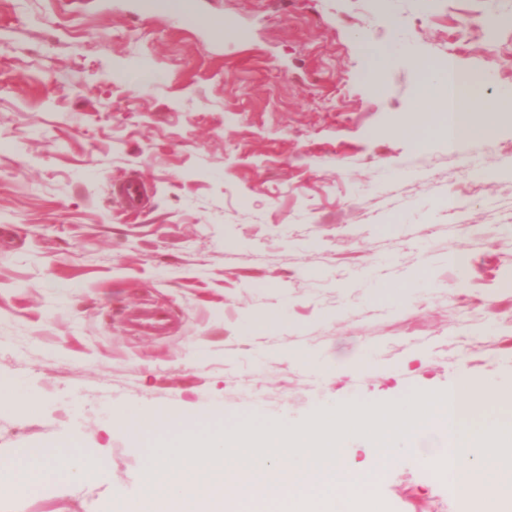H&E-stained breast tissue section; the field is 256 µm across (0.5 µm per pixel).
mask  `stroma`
<instances>
[{"label":"stroma","mask_w":512,"mask_h":512,"mask_svg":"<svg viewBox=\"0 0 512 512\" xmlns=\"http://www.w3.org/2000/svg\"><path fill=\"white\" fill-rule=\"evenodd\" d=\"M0 0V461L78 444L98 476L0 512L138 502L142 410L207 433L353 403L512 391V107L419 146V61L512 95V0ZM229 20L221 35L216 22ZM390 62L369 71L371 48ZM146 187L124 211L115 187ZM460 266H453L449 253ZM169 309L162 334L130 317ZM402 442L365 512H484Z\"/></svg>","instance_id":"1"}]
</instances>
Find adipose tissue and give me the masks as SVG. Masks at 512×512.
Instances as JSON below:
<instances>
[{
	"mask_svg": "<svg viewBox=\"0 0 512 512\" xmlns=\"http://www.w3.org/2000/svg\"><path fill=\"white\" fill-rule=\"evenodd\" d=\"M420 68L424 75V105L419 121L406 129L405 134L422 144L435 129L449 144H456L471 130L469 114L476 101L460 83L452 80L448 62L427 61L421 63ZM50 461L56 462L55 472L65 484L89 479L104 465L102 459L82 455L70 448H22L7 471L8 477L17 488L26 489L47 477L46 464Z\"/></svg>",
	"mask_w": 512,
	"mask_h": 512,
	"instance_id": "obj_1",
	"label": "adipose tissue"
}]
</instances>
